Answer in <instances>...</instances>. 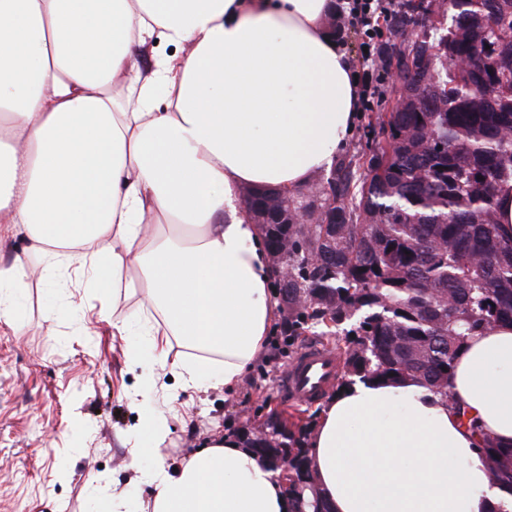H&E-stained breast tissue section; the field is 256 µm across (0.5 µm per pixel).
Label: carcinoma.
<instances>
[{
	"label": "carcinoma",
	"instance_id": "carcinoma-1",
	"mask_svg": "<svg viewBox=\"0 0 512 512\" xmlns=\"http://www.w3.org/2000/svg\"><path fill=\"white\" fill-rule=\"evenodd\" d=\"M447 17L446 25L435 22ZM400 40L377 63L402 75L382 121L384 144L343 158L324 199L288 210V329L352 322L349 379H412L445 390L464 336L512 323V237L496 216L512 180V0H401ZM470 58L467 69L450 65ZM253 448L288 460L292 492L316 494L305 449ZM495 480L512 483V449L481 436Z\"/></svg>",
	"mask_w": 512,
	"mask_h": 512
}]
</instances>
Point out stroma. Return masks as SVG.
<instances>
[{
    "label": "stroma",
    "instance_id": "stroma-1",
    "mask_svg": "<svg viewBox=\"0 0 512 512\" xmlns=\"http://www.w3.org/2000/svg\"><path fill=\"white\" fill-rule=\"evenodd\" d=\"M395 85L381 73L345 149L369 152L392 107ZM18 294L24 330L0 321V512H149L145 470L174 469L197 448L230 433L263 432L272 443L305 447L319 405L286 409L278 381L319 328L285 335V302L264 355L232 394L211 381L186 388L171 367L150 365L142 321L112 333L111 288L86 287L75 268L46 275L39 258ZM166 419L153 447L146 411Z\"/></svg>",
    "mask_w": 512,
    "mask_h": 512
}]
</instances>
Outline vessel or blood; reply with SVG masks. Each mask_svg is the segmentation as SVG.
<instances>
[{
  "label": "vessel or blood",
  "mask_w": 512,
  "mask_h": 512,
  "mask_svg": "<svg viewBox=\"0 0 512 512\" xmlns=\"http://www.w3.org/2000/svg\"><path fill=\"white\" fill-rule=\"evenodd\" d=\"M338 365V355L328 345L304 347L281 376L282 396L296 406L315 403L334 383Z\"/></svg>",
  "instance_id": "b4317fda"
}]
</instances>
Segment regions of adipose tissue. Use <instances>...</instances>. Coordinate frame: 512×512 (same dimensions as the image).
<instances>
[{"instance_id": "1", "label": "adipose tissue", "mask_w": 512, "mask_h": 512, "mask_svg": "<svg viewBox=\"0 0 512 512\" xmlns=\"http://www.w3.org/2000/svg\"><path fill=\"white\" fill-rule=\"evenodd\" d=\"M331 0H0V320L27 259L138 293L159 362L234 390L275 319L244 186L303 191L357 119L324 24ZM172 46L154 52V42ZM150 51L140 65L137 50ZM186 349L169 360L171 341ZM512 446V326L467 336L441 395L359 382L328 398L307 453L326 512H512L481 435ZM152 512H301L233 435L152 476Z\"/></svg>"}]
</instances>
